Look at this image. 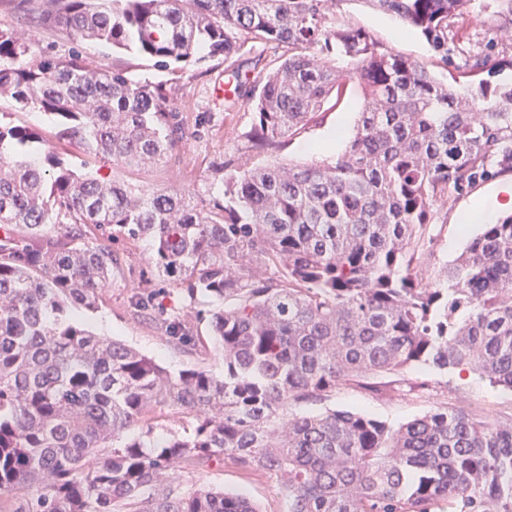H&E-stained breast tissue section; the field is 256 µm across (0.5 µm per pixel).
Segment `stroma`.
I'll return each mask as SVG.
<instances>
[{
    "label": "stroma",
    "instance_id": "stroma-1",
    "mask_svg": "<svg viewBox=\"0 0 512 512\" xmlns=\"http://www.w3.org/2000/svg\"><path fill=\"white\" fill-rule=\"evenodd\" d=\"M41 8V0H26L21 6L16 0H0V29L20 33L37 54L64 59L76 53L89 64H113L133 79L165 84L176 107L188 118L189 135L167 163L134 173L105 165L101 175L135 183L145 190L186 191L203 202L221 196L223 183L215 178L211 166L241 146L242 135L250 126L251 107L243 100L227 105L216 90L219 84L229 81L233 70L248 72L251 51L242 49L232 67L221 61H207L170 72L130 51L82 42L62 29L34 27L28 16ZM331 12L336 18L364 28L388 49L421 63L439 79H446L447 70L419 34L412 31L406 38H396L394 31L400 22L395 16L371 8L366 0H338ZM463 33V47L495 58L512 56V15L499 13L494 0H470ZM362 106L360 89L351 86L339 106L321 113L308 129L293 138L281 156L282 161H312L315 155L306 151V144L322 143L332 136L337 139V151H344ZM487 197L497 198L499 212L511 211L512 173L477 182L460 195L438 204V218L429 228L435 260L433 267L424 268V275L452 264L465 250L466 244L459 241L452 217L461 208ZM150 257L151 247L145 242L121 248L120 266L113 271L97 310L83 313V320L97 334L123 341L168 369L202 367L214 375H223L224 354L214 344L208 315L185 308L179 290L157 287L153 293L160 307L190 322L193 339L185 347L170 342L156 321L130 306V296L144 285ZM459 408L505 421L512 418V392L491 386L468 372H441L425 366L406 370L394 388L371 392L342 386L327 399L298 405L295 411L317 415L331 409L357 410L396 426L437 409ZM169 478L189 492L210 486L228 493L246 494L261 512L288 509L283 482L275 475L245 473L230 466L215 465L198 472L175 468Z\"/></svg>",
    "mask_w": 512,
    "mask_h": 512
}]
</instances>
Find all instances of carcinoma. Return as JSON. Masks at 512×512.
<instances>
[{
    "label": "carcinoma",
    "instance_id": "carcinoma-1",
    "mask_svg": "<svg viewBox=\"0 0 512 512\" xmlns=\"http://www.w3.org/2000/svg\"><path fill=\"white\" fill-rule=\"evenodd\" d=\"M329 0H44L31 22L170 69L285 48L233 88L251 106L208 203L82 171L144 170L188 135L161 85L107 65L33 56L0 30V95L52 119L68 163L33 125L0 123V512H261L246 496L167 474L217 461L286 477L288 512H512V420L431 411L397 427L297 404L342 385L379 392L408 367L459 369L512 391V212L425 281L436 204L512 172V68L462 49L438 79ZM448 65L469 0H367ZM352 82L364 107L331 160H274ZM41 145V158L30 147ZM152 243L151 273L217 303L224 376L173 373L79 318L98 309L118 246ZM130 305L186 343L188 323ZM182 432L158 434L161 409Z\"/></svg>",
    "mask_w": 512,
    "mask_h": 512
}]
</instances>
